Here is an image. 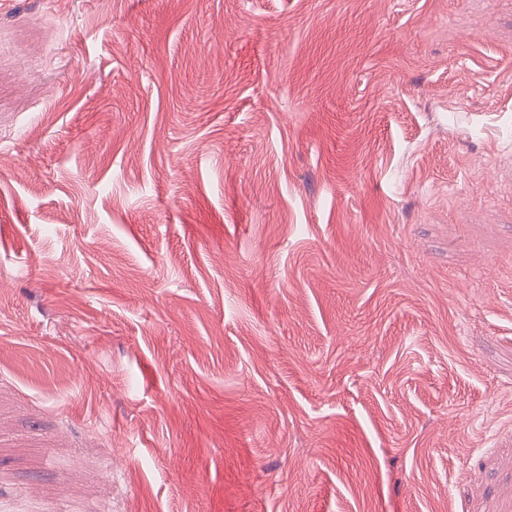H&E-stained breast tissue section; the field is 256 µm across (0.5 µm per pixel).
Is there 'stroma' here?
Returning <instances> with one entry per match:
<instances>
[{"label": "stroma", "mask_w": 512, "mask_h": 512, "mask_svg": "<svg viewBox=\"0 0 512 512\" xmlns=\"http://www.w3.org/2000/svg\"><path fill=\"white\" fill-rule=\"evenodd\" d=\"M0 512H512V0H0Z\"/></svg>", "instance_id": "35a3bbf8"}]
</instances>
